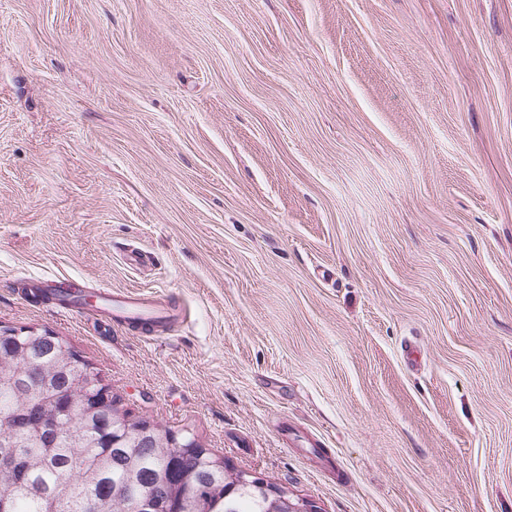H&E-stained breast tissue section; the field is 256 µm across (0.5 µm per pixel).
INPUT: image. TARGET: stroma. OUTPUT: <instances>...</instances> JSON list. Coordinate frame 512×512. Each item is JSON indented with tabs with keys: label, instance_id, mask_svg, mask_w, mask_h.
Here are the masks:
<instances>
[{
	"label": "stroma",
	"instance_id": "obj_1",
	"mask_svg": "<svg viewBox=\"0 0 512 512\" xmlns=\"http://www.w3.org/2000/svg\"><path fill=\"white\" fill-rule=\"evenodd\" d=\"M1 328L323 512H512V0H0ZM72 293L76 295L78 290L82 291L76 284H70ZM87 293L92 294L96 299L102 303V310L108 314L112 320L118 323H125L134 328L149 334L153 333H166L169 325L180 317L181 312L172 314V305L165 301L160 296L143 294L138 292H123L112 294V290L98 289L96 291L83 290L79 300L64 299L57 301L58 307L61 310H73L84 307L87 298L84 296Z\"/></svg>",
	"mask_w": 512,
	"mask_h": 512
}]
</instances>
